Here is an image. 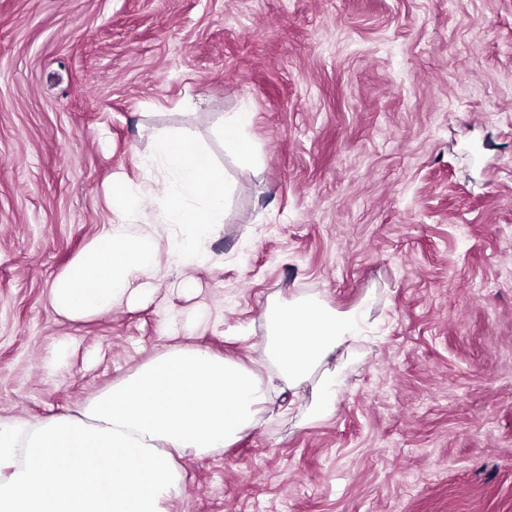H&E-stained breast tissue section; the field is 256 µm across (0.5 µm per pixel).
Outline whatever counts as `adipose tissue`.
Here are the masks:
<instances>
[{
	"mask_svg": "<svg viewBox=\"0 0 512 512\" xmlns=\"http://www.w3.org/2000/svg\"><path fill=\"white\" fill-rule=\"evenodd\" d=\"M144 163L175 185L162 222L192 225V236L175 245L192 260L198 240L224 222V173L171 135L155 139ZM159 251L157 225L121 242L107 228L56 278L53 308L71 319L110 311L155 272ZM368 308L364 301L338 311L300 297L268 311L265 353L278 378L315 382L308 422L335 413L340 373L325 364L358 341ZM274 391L272 380L238 359L179 345L113 383L78 414L0 422V512H170L181 490L176 456L231 447Z\"/></svg>",
	"mask_w": 512,
	"mask_h": 512,
	"instance_id": "adipose-tissue-1",
	"label": "adipose tissue"
}]
</instances>
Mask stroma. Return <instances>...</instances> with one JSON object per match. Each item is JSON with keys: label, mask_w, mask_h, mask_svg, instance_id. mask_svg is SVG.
<instances>
[{"label": "stroma", "mask_w": 512, "mask_h": 512, "mask_svg": "<svg viewBox=\"0 0 512 512\" xmlns=\"http://www.w3.org/2000/svg\"><path fill=\"white\" fill-rule=\"evenodd\" d=\"M159 135L229 187L190 262L141 164ZM109 224L158 225L150 295L59 316ZM304 296L370 306L334 415L282 394L179 459L170 512H512V0H0L1 421L77 413L181 344L269 370L264 313Z\"/></svg>", "instance_id": "stroma-1"}]
</instances>
